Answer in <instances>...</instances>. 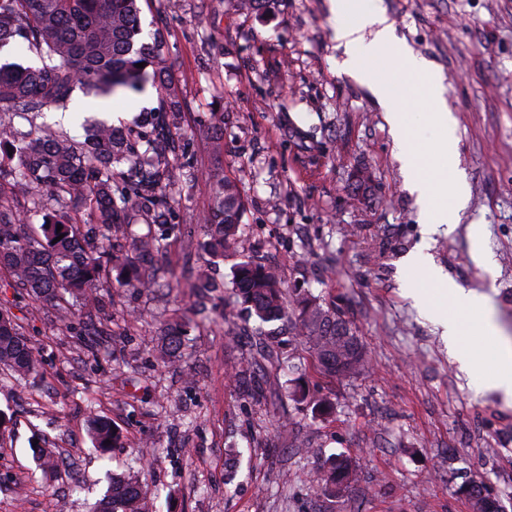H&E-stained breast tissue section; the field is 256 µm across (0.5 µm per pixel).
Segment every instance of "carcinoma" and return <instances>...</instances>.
<instances>
[{
    "instance_id": "1",
    "label": "carcinoma",
    "mask_w": 512,
    "mask_h": 512,
    "mask_svg": "<svg viewBox=\"0 0 512 512\" xmlns=\"http://www.w3.org/2000/svg\"><path fill=\"white\" fill-rule=\"evenodd\" d=\"M140 13V0H0V52L13 46L40 61L0 62V146L16 150L0 159V270L62 319L70 301L94 299L112 277L156 287L155 263L168 246L162 232L117 241L134 215L144 224L172 223L176 204L182 103L167 79L166 39L158 31L140 41ZM150 78L159 105L132 125L96 121L80 141L45 121L51 109L69 110L77 90L140 92ZM243 209L239 185L220 180L202 218L201 247L214 259H238L232 288L246 321L257 323L255 364L299 372L279 350V337L297 336L320 372L340 380L366 374L369 358L340 303L306 288L285 291L270 266L241 250ZM184 349V336L167 324L161 361ZM38 366V351L0 308V368L25 377ZM91 432L104 452L121 445L104 420L93 419ZM353 470L348 455L326 457L321 494L344 497ZM146 499L138 482L114 479L90 512H148Z\"/></svg>"
}]
</instances>
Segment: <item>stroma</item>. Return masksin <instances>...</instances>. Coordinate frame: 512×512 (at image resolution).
Listing matches in <instances>:
<instances>
[{
    "instance_id": "35a3bbf8",
    "label": "stroma",
    "mask_w": 512,
    "mask_h": 512,
    "mask_svg": "<svg viewBox=\"0 0 512 512\" xmlns=\"http://www.w3.org/2000/svg\"><path fill=\"white\" fill-rule=\"evenodd\" d=\"M141 0L142 39L163 31L167 77L184 105L192 181L180 184L177 223L161 285L104 284L95 307L69 322L0 274V307L38 350L36 373L0 369V512H89L111 475L135 476L157 512H474L464 487L512 489V404L490 379L461 372L412 289L427 282L411 258L421 211L384 109L345 66L335 38L352 14L331 0H279L265 15L224 0ZM396 34L442 75L456 119L458 157L433 173L462 177L469 204L455 228L439 225L428 254L462 288L486 294L496 319L512 316V0H372ZM88 115L131 121L157 93L98 99ZM224 114V131L209 126ZM370 191L357 188L360 169ZM240 186L249 251L286 287L340 298L369 354L360 378L311 370L310 405L291 400L287 372L253 363L254 339L226 338L224 315L192 317L189 353L156 358L174 305L190 306L184 275L205 267L198 218L215 183ZM483 225L495 262L472 258L468 227ZM319 400L332 402L325 416ZM108 418L122 447L101 456L89 431ZM60 453L41 471L35 447ZM241 451L227 480V451ZM359 461L343 499L316 498L319 462Z\"/></svg>"
}]
</instances>
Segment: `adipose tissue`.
Masks as SVG:
<instances>
[{
	"instance_id": "1",
	"label": "adipose tissue",
	"mask_w": 512,
	"mask_h": 512,
	"mask_svg": "<svg viewBox=\"0 0 512 512\" xmlns=\"http://www.w3.org/2000/svg\"><path fill=\"white\" fill-rule=\"evenodd\" d=\"M336 7L338 10L351 11L356 15L353 24L338 27L336 30V39L345 51H352L354 47L359 46L365 54L370 55L377 49L397 46L400 64L411 76V83L404 96H397L389 82L374 70L357 66L354 67L353 73L385 108L399 158L413 188L422 195L445 193L449 196L448 205L441 209H425L424 223L427 228L457 223L459 214L465 209L468 201L466 184L459 179L452 189L448 190L440 179L426 177L425 171L430 166L432 157L418 142L403 116L410 101L421 95L426 96L436 107L431 119L442 134L440 149L448 156H455V119L444 102L442 77L433 70L428 61L415 55L406 46L400 45L393 25L381 10L361 4L360 0H336ZM424 272L431 287L425 293L416 294V301L425 304L431 300L463 298L465 305L456 316L448 317L439 313L435 319L443 326L449 340L457 345L458 352L470 371H481L485 366L484 360L465 344L464 338L474 331L482 334L494 332L495 327L487 314L486 295L459 288L454 281L444 277L433 266H425Z\"/></svg>"
}]
</instances>
